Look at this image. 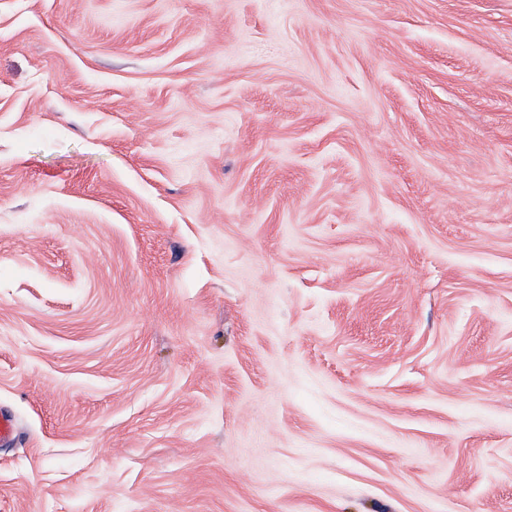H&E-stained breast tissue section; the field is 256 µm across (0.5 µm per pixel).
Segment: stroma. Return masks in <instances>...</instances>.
<instances>
[{
    "label": "stroma",
    "instance_id": "35a3bbf8",
    "mask_svg": "<svg viewBox=\"0 0 512 512\" xmlns=\"http://www.w3.org/2000/svg\"><path fill=\"white\" fill-rule=\"evenodd\" d=\"M0 512H512V0H0Z\"/></svg>",
    "mask_w": 512,
    "mask_h": 512
}]
</instances>
